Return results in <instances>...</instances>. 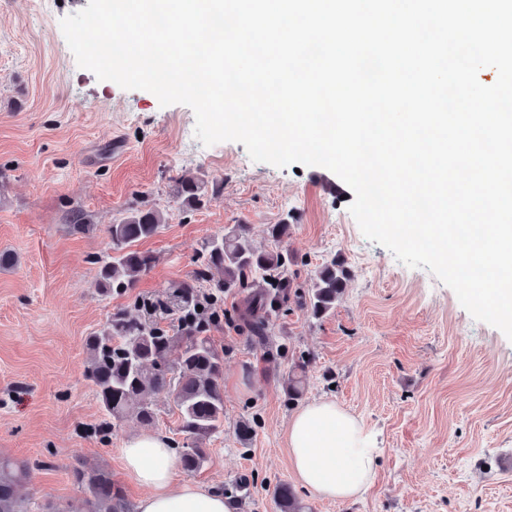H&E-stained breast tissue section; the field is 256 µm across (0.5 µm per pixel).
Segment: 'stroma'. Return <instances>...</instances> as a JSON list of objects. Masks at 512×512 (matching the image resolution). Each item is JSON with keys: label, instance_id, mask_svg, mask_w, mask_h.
<instances>
[{"label": "stroma", "instance_id": "35a3bbf8", "mask_svg": "<svg viewBox=\"0 0 512 512\" xmlns=\"http://www.w3.org/2000/svg\"><path fill=\"white\" fill-rule=\"evenodd\" d=\"M88 2L0 0V253L14 259L0 268V455L39 465L20 490L28 512L81 505L77 467L107 470L136 504L142 490L120 450L141 426L128 417L110 439L96 434L105 413L83 376L86 337L133 297L163 299L194 280L202 243L225 227L245 225L269 249L268 225L285 221L292 230L276 246L295 256L298 284L334 257L351 279L323 318L267 312L262 337L238 321L245 293L225 295L211 329L224 353V431L181 479L243 484L238 512H279L280 483L308 512H512V474L496 467L512 451V340L474 320L431 272L368 241L349 211L354 192L328 169L257 163L235 141L203 145L190 107L160 106L151 92L80 68L60 21ZM183 175L211 189L197 210L171 194ZM142 200L164 215L160 232L137 244L155 263L132 296L102 295L108 228ZM78 211L94 232L74 229ZM303 352V403L334 400L377 435L376 477L358 500L314 497L289 462L286 386ZM247 419L254 433L243 443L236 427Z\"/></svg>", "mask_w": 512, "mask_h": 512}]
</instances>
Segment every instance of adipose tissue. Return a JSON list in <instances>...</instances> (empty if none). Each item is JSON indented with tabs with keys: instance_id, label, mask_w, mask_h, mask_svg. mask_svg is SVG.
<instances>
[{
	"instance_id": "adipose-tissue-1",
	"label": "adipose tissue",
	"mask_w": 512,
	"mask_h": 512,
	"mask_svg": "<svg viewBox=\"0 0 512 512\" xmlns=\"http://www.w3.org/2000/svg\"><path fill=\"white\" fill-rule=\"evenodd\" d=\"M293 469L306 489L321 500L361 498L375 477L379 450L366 425L335 401L320 399L301 407L287 426ZM124 470L146 487L137 512H237L217 490L179 480L164 436L142 431L121 450Z\"/></svg>"
}]
</instances>
